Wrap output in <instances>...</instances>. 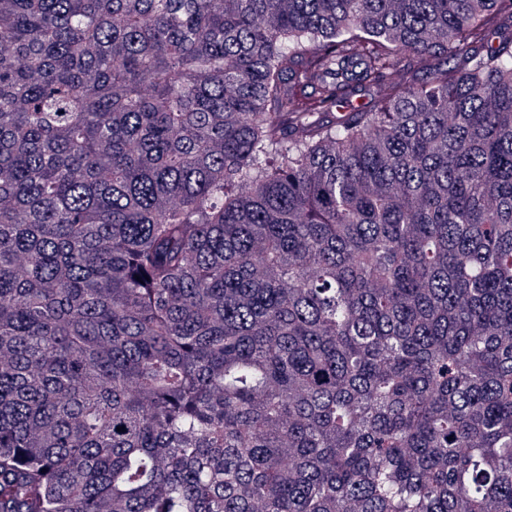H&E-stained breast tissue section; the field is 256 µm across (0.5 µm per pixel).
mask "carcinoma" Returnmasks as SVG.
Here are the masks:
<instances>
[{
  "instance_id": "cac0c4a2",
  "label": "carcinoma",
  "mask_w": 512,
  "mask_h": 512,
  "mask_svg": "<svg viewBox=\"0 0 512 512\" xmlns=\"http://www.w3.org/2000/svg\"><path fill=\"white\" fill-rule=\"evenodd\" d=\"M0 512H512V0H0Z\"/></svg>"
}]
</instances>
